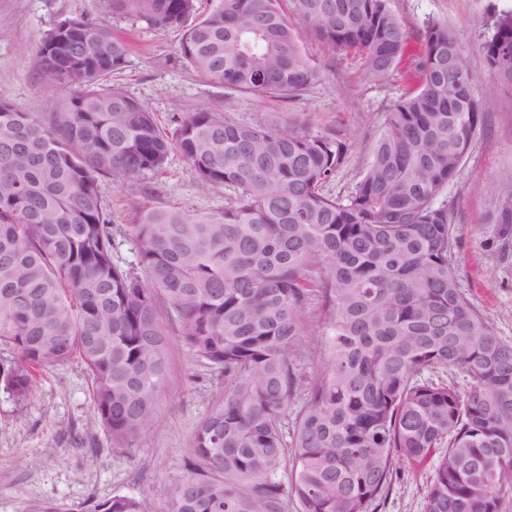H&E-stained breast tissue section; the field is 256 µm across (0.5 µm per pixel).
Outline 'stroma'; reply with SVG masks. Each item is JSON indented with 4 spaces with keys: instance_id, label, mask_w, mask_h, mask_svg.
<instances>
[{
    "instance_id": "1",
    "label": "stroma",
    "mask_w": 512,
    "mask_h": 512,
    "mask_svg": "<svg viewBox=\"0 0 512 512\" xmlns=\"http://www.w3.org/2000/svg\"><path fill=\"white\" fill-rule=\"evenodd\" d=\"M412 39L401 64L384 76L368 73L358 58L315 40L306 56L319 78L300 95L255 96L231 91L197 75L179 60L178 32L114 15L103 0H0V99L31 112L57 111L65 90L47 87L36 65L35 47L57 21L85 14L131 43L125 67L113 74L166 131L175 117L201 106L234 121L270 124L293 121L315 134L332 135L349 146L345 166L325 191L347 195L364 174L381 136L385 115L410 91L427 19L446 23L467 55L473 93L485 104L482 126L459 176L444 189L453 224L449 260L461 290L512 341V224L502 221L504 197L512 190V86L498 81L481 45L495 14L512 0H390ZM100 190L116 227L145 206H175L190 212L233 204L234 189L201 183L180 158L160 172L136 177L101 176ZM167 328V375L154 418L134 451L115 447L95 422L90 379L78 360L35 372L28 399L0 391V512H32L51 502L60 512H77L115 495L142 500L145 512H166L175 485L186 475L198 424L224 398V376L200 361L185 344L178 324L160 309ZM324 301L316 296L302 313L294 353L304 380L292 411L306 401L305 383L326 351ZM433 462L405 464L394 474L379 512H424Z\"/></svg>"
}]
</instances>
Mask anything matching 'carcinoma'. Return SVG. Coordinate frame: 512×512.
<instances>
[{"label": "carcinoma", "instance_id": "cac0c4a2", "mask_svg": "<svg viewBox=\"0 0 512 512\" xmlns=\"http://www.w3.org/2000/svg\"><path fill=\"white\" fill-rule=\"evenodd\" d=\"M112 13L179 29L180 57L227 89L294 97L318 76L304 44L359 56L374 75L410 32L389 0H106ZM415 87L386 113L362 178L323 187L347 144L293 123L249 125L196 107L169 133L124 87L128 44L86 15L39 40L36 64L69 95L59 112L0 101V390L18 400L32 371L77 359L97 421L131 450L166 376V304L195 355L224 373V400L198 425L166 512H376L402 462L439 449L425 512L512 507V342L461 291L448 206L484 118L464 51L426 22ZM512 85V10L482 44ZM179 156L212 188L209 212L143 207L123 229L145 273L113 260L99 177L158 172ZM326 272L328 351L290 435L300 313ZM454 372L461 390L435 379ZM293 454H288V449ZM288 469V484L280 475ZM92 512H144L115 495Z\"/></svg>", "mask_w": 512, "mask_h": 512}]
</instances>
